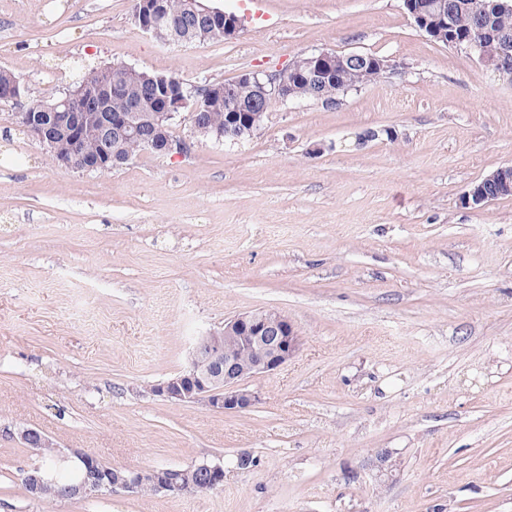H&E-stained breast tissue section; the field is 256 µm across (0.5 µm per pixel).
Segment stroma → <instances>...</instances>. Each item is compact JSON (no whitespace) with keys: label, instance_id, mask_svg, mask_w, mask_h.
<instances>
[{"label":"stroma","instance_id":"obj_1","mask_svg":"<svg viewBox=\"0 0 512 512\" xmlns=\"http://www.w3.org/2000/svg\"><path fill=\"white\" fill-rule=\"evenodd\" d=\"M204 2L241 31L162 44L132 0H0V67L40 99L113 62L192 87L314 50L394 69L334 106L276 104L237 144L178 120L186 155L102 172L52 162L0 103V512H512V197L460 203L512 165V81L403 0ZM259 309L300 348L249 380L253 407L150 393ZM18 424L119 468L220 459L224 483L48 504L23 488L40 457Z\"/></svg>","mask_w":512,"mask_h":512}]
</instances>
